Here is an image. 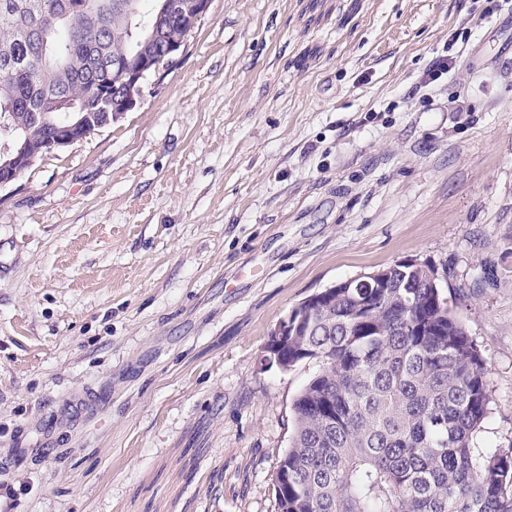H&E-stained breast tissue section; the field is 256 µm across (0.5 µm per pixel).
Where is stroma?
I'll use <instances>...</instances> for the list:
<instances>
[{
    "instance_id": "1",
    "label": "stroma",
    "mask_w": 512,
    "mask_h": 512,
    "mask_svg": "<svg viewBox=\"0 0 512 512\" xmlns=\"http://www.w3.org/2000/svg\"><path fill=\"white\" fill-rule=\"evenodd\" d=\"M409 259L485 360L476 446H512V0H212L122 120L0 190L16 512H278L321 365L270 331ZM455 67V61L448 55H440L435 57L430 65L429 69L425 72L418 89L431 88L441 82L444 75L448 76V73Z\"/></svg>"
}]
</instances>
